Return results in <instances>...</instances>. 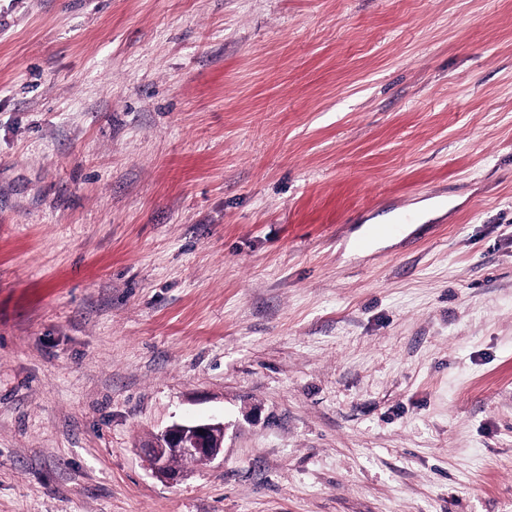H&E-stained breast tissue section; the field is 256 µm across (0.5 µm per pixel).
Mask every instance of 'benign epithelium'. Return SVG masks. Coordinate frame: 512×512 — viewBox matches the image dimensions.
Segmentation results:
<instances>
[{"mask_svg":"<svg viewBox=\"0 0 512 512\" xmlns=\"http://www.w3.org/2000/svg\"><path fill=\"white\" fill-rule=\"evenodd\" d=\"M145 451L155 472L173 483L180 477V469L172 465L173 460L207 463L223 453L224 424L175 423L157 434Z\"/></svg>","mask_w":512,"mask_h":512,"instance_id":"7a95c632","label":"benign epithelium"}]
</instances>
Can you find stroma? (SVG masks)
I'll use <instances>...</instances> for the list:
<instances>
[{"label":"stroma","instance_id":"35a3bbf8","mask_svg":"<svg viewBox=\"0 0 512 512\" xmlns=\"http://www.w3.org/2000/svg\"><path fill=\"white\" fill-rule=\"evenodd\" d=\"M0 512H512V0H0ZM202 429L203 434H199ZM145 451L155 472L169 482H176L180 469L174 459L211 462L224 451V425L212 422L175 423L157 434Z\"/></svg>","mask_w":512,"mask_h":512}]
</instances>
